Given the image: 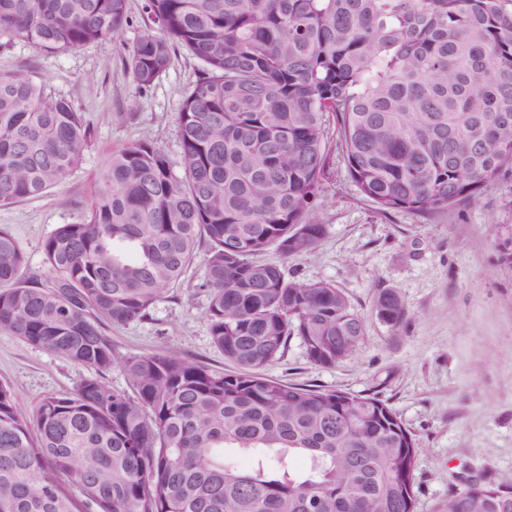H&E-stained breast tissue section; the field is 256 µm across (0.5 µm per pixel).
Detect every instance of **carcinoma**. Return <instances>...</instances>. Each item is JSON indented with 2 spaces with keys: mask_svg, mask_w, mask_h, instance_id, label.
Here are the masks:
<instances>
[{
  "mask_svg": "<svg viewBox=\"0 0 512 512\" xmlns=\"http://www.w3.org/2000/svg\"><path fill=\"white\" fill-rule=\"evenodd\" d=\"M125 60L147 88L181 48L203 64L177 113L179 160L112 151L86 217L43 243L47 283L0 227V330L95 376L23 411L0 383V512H415L417 444L381 399L262 370L296 338L351 358L366 318L282 261L326 234L336 161L386 213L430 215L512 168V0H146ZM127 0H0V40L48 54L108 40ZM84 113L0 76V206L83 162ZM208 247L206 320L229 373L172 352L116 362L106 328L147 316ZM372 311L398 328L381 289ZM120 364L132 393L101 376ZM231 454L255 459L248 472ZM308 458L296 471L292 460ZM444 512H512V477L448 491Z\"/></svg>",
  "mask_w": 512,
  "mask_h": 512,
  "instance_id": "carcinoma-1",
  "label": "carcinoma"
}]
</instances>
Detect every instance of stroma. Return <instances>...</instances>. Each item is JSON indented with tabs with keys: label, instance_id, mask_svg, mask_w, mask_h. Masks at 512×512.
Segmentation results:
<instances>
[{
	"label": "stroma",
	"instance_id": "obj_1",
	"mask_svg": "<svg viewBox=\"0 0 512 512\" xmlns=\"http://www.w3.org/2000/svg\"><path fill=\"white\" fill-rule=\"evenodd\" d=\"M145 0H128L112 39L62 55L16 43L0 46V76H26L85 113L93 138L82 167L41 197L0 207L28 269L43 274L42 242L60 224L83 219L95 198L93 174L110 151L148 140L178 158L177 113L201 64L184 50L153 85L138 86L125 65L144 29ZM327 228L311 253L288 258L287 275L344 291L367 318L355 354L332 368L308 361L299 340L265 367L266 376L379 397L418 445L416 512H439L449 490L468 480L512 475V262L499 247L512 232V171L475 199L428 216L381 213L339 173L320 209ZM207 247L177 288L145 318L109 327L116 359L170 351L216 371L233 366L205 321ZM396 289L406 320L393 329L372 314L378 289ZM92 372L0 331V382L33 412L46 397L71 393Z\"/></svg>",
	"mask_w": 512,
	"mask_h": 512
}]
</instances>
